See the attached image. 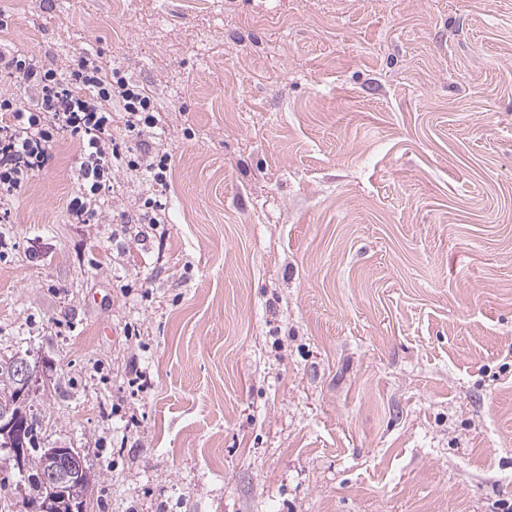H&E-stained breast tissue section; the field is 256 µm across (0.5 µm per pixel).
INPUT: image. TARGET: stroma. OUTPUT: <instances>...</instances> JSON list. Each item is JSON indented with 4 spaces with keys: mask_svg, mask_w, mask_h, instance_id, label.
Segmentation results:
<instances>
[{
    "mask_svg": "<svg viewBox=\"0 0 512 512\" xmlns=\"http://www.w3.org/2000/svg\"><path fill=\"white\" fill-rule=\"evenodd\" d=\"M95 46L171 160L73 224L78 145L0 226V355L87 512H494L512 500V0H0ZM129 223H121V215Z\"/></svg>",
    "mask_w": 512,
    "mask_h": 512,
    "instance_id": "obj_1",
    "label": "stroma"
}]
</instances>
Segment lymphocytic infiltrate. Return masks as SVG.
Masks as SVG:
<instances>
[{
    "instance_id": "obj_1",
    "label": "lymphocytic infiltrate",
    "mask_w": 512,
    "mask_h": 512,
    "mask_svg": "<svg viewBox=\"0 0 512 512\" xmlns=\"http://www.w3.org/2000/svg\"><path fill=\"white\" fill-rule=\"evenodd\" d=\"M101 54L82 52L68 68L47 65L19 50H0V223L52 160L63 139L78 142L76 190L67 204L71 223L90 224L102 215L115 172L147 174L155 188L145 208L164 209L170 157L138 151L112 134L113 120L137 138L158 135L154 98L119 70L104 71Z\"/></svg>"
}]
</instances>
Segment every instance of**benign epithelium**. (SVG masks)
<instances>
[{"label":"benign epithelium","instance_id":"benign-epithelium-1","mask_svg":"<svg viewBox=\"0 0 512 512\" xmlns=\"http://www.w3.org/2000/svg\"><path fill=\"white\" fill-rule=\"evenodd\" d=\"M14 380V404L17 408L0 412V438L10 451L14 467L23 471L27 469L29 449L16 447V438L28 427V417L18 405L38 382V376L35 367L22 356L16 358ZM41 453L38 479L44 494L37 504V512H82L79 501L70 496V492L72 486L88 476L84 458L69 448H44Z\"/></svg>","mask_w":512,"mask_h":512}]
</instances>
